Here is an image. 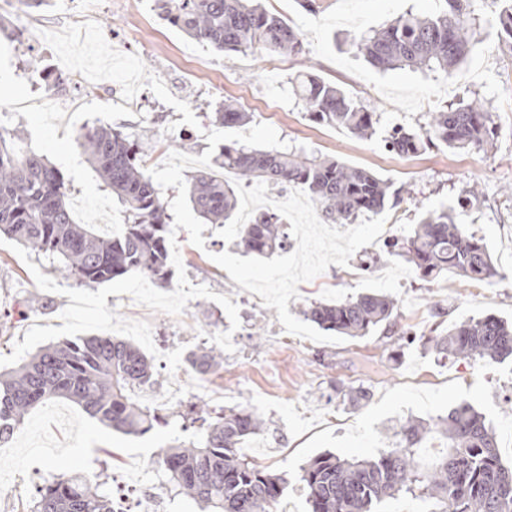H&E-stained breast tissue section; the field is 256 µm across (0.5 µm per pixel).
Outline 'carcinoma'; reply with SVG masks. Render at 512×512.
Segmentation results:
<instances>
[{"mask_svg": "<svg viewBox=\"0 0 512 512\" xmlns=\"http://www.w3.org/2000/svg\"><path fill=\"white\" fill-rule=\"evenodd\" d=\"M439 13L407 11L373 34L354 42L356 51L380 70L409 67L452 77L475 44L472 0H444ZM159 14L187 35L223 51L296 55L300 33L260 0H155ZM501 36L512 41V0H502ZM295 94L311 119L365 137L377 113L341 86L308 72L294 81ZM215 123L239 126L248 113L233 105L214 112ZM491 112L478 99H460L432 112L420 132L398 126L387 139L398 155H414L442 145L450 150L493 146ZM22 133L0 129V235L50 261L52 268L80 285L102 284L139 272L162 287L171 285L170 215L161 200L137 140L112 127L93 126L78 139L98 179L122 208V230L110 237L76 221L67 202L65 175L35 151L18 150ZM238 177L289 185L306 193L322 216L353 223L379 214L410 191L337 159L309 157L224 145L214 166L192 178L190 201L211 224H222L237 210ZM238 246L247 254L284 251L288 235L279 214L260 213L240 230ZM402 257L424 281L445 273L472 281L499 276L486 242L461 223L454 209H425L407 237L384 242L383 258ZM396 300L381 292L361 293L336 303H315L305 316L319 328L351 338L396 326ZM427 338L443 359L512 362V323L495 315L434 328ZM207 380L220 376L223 357L214 347L188 359ZM158 383V374L138 347L110 332L51 345L17 369L0 374V443L12 440L25 418L55 398H65L116 433L143 435L167 423L149 404L133 399L137 389ZM199 424L189 444L163 448L159 463L178 493L207 512H277L287 480L239 453L246 440L264 431V420L249 407L197 404L182 415ZM440 436L447 452L433 464L421 462L419 448ZM309 512H377L399 495L425 503L427 512H512V468L504 465L493 426L468 403L430 421L408 418L393 428L387 448L369 459H347L322 452L301 468ZM22 512H114L104 483L63 471L21 505Z\"/></svg>", "mask_w": 512, "mask_h": 512, "instance_id": "obj_1", "label": "carcinoma"}]
</instances>
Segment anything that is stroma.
Returning <instances> with one entry per match:
<instances>
[{
  "label": "stroma",
  "instance_id": "35a3bbf8",
  "mask_svg": "<svg viewBox=\"0 0 512 512\" xmlns=\"http://www.w3.org/2000/svg\"><path fill=\"white\" fill-rule=\"evenodd\" d=\"M316 11L298 0H265V8L282 16L301 33V54L289 57L278 72L265 70L266 54L224 52L186 37L158 15L153 0H96L90 23L100 32L96 44L74 36L41 48L21 27L23 16L0 10L6 28L0 31V106L32 94L26 62L68 73L92 65L110 72L116 82L111 94L88 100L81 112L20 111L9 118L22 126V145L44 155L70 182L73 199H90L79 220L109 235L121 230L117 201L100 187L75 134L91 126H111L132 134L141 144L148 168L161 167L169 139H183L184 154L202 155L214 130L213 113L233 103L250 115L251 124L266 123L291 149L309 156L338 159L394 183L410 184L398 235L413 228L416 202L426 207L453 206L464 190L476 189L478 205L459 218L482 236L491 250L501 279L476 285L448 273L426 282L407 263L393 258L359 269L361 257L383 247L381 231L391 212L359 217L351 224L324 219L297 189L284 219L290 238L308 240V251L289 249L269 257L243 253L237 247L238 227L207 225L204 247H196L185 230L176 240L189 280L207 282L212 292L227 295L239 308L240 326L231 329L224 308L196 298L188 313L171 316L132 303L129 295H111L109 309L126 320L149 323L160 353L154 365L156 396L180 382L178 398L165 407L168 426L128 437L103 427L75 404L56 400L25 419L21 433L0 446V494L13 485L28 501L40 486L68 469L101 477L113 492L124 485L149 491V512H198L191 500L177 495L158 464L161 448L193 440L195 429L181 419L196 402L199 383L186 367L169 372L164 353L184 346L192 353L211 346L212 335L231 332L233 351L224 352L221 379L208 386L209 402L256 409L269 430L247 440L241 452L269 471L284 475L288 490L283 512H308L299 480L301 468L320 452L366 458L386 447L384 432L407 417L424 419L446 414L466 401L484 413L496 431L504 463H512V363L483 364L438 358L421 345L395 356L383 330L350 338L321 330L304 311L316 302L333 303L380 289L398 302V328L429 334L439 320L459 322L496 315L512 318V99L504 78L512 73V46L497 35L499 0H474L479 22L478 42L453 78L404 68L380 72L356 54L352 41L412 10L437 13L443 0H316ZM318 73L365 103L374 106L378 122L371 138L360 139L339 126L312 121L292 92L303 71ZM124 103L112 107L110 95ZM462 96L487 101L494 113L496 146L488 152L431 148L399 156L385 146L393 126L419 129L429 113ZM37 265L52 275L48 260L30 254L21 260L0 246V356L11 355L32 326H61L70 300L64 289L73 280L57 277L60 292L38 288L29 270ZM252 288L264 289L267 302L254 308L247 299ZM299 331L302 346L281 353L279 326ZM363 387L368 402L352 408L333 391L336 383Z\"/></svg>",
  "mask_w": 512,
  "mask_h": 512
}]
</instances>
